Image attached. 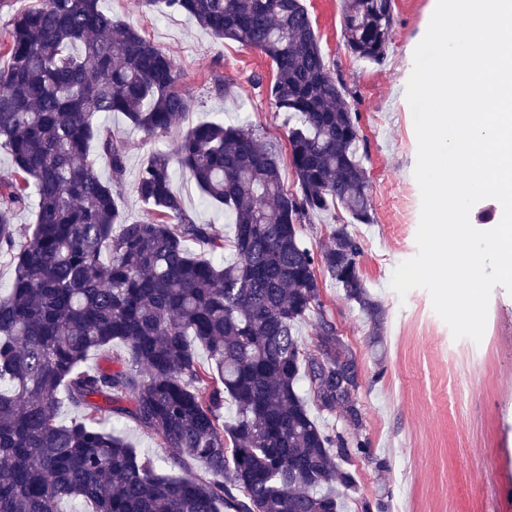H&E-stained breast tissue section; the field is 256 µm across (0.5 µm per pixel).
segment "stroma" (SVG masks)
I'll return each instance as SVG.
<instances>
[{
  "mask_svg": "<svg viewBox=\"0 0 512 512\" xmlns=\"http://www.w3.org/2000/svg\"><path fill=\"white\" fill-rule=\"evenodd\" d=\"M332 76L344 83L358 114L363 165L369 177L372 221L349 225L362 253L359 272L385 310L383 360L375 362L369 327L328 275L321 301L356 356L357 400L365 417L369 454L353 457L357 490L344 512L386 495L388 512H512V294L495 287L481 342L454 339L421 288L399 298L391 289L394 268L417 252L421 195L413 172L417 138L405 97L413 53L423 39L434 0H393L390 48L370 64L349 53L342 33L344 0H304ZM116 17L139 29L174 59L179 84L199 102L167 137L145 139L120 113L104 122L126 140L125 183L120 206L131 219L146 218L132 185L156 149L171 148L184 131L204 121H244L262 138L288 144V120L272 105L254 74L272 80L270 60L231 40H219L179 13L151 12L140 0H107ZM228 91L216 94L214 77ZM174 192L189 212L217 234L231 237L223 209L204 204L183 173ZM389 468L377 470L375 460Z\"/></svg>",
  "mask_w": 512,
  "mask_h": 512,
  "instance_id": "35a3bbf8",
  "label": "stroma"
}]
</instances>
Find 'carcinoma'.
I'll return each mask as SVG.
<instances>
[{
  "label": "carcinoma",
  "mask_w": 512,
  "mask_h": 512,
  "mask_svg": "<svg viewBox=\"0 0 512 512\" xmlns=\"http://www.w3.org/2000/svg\"><path fill=\"white\" fill-rule=\"evenodd\" d=\"M187 15L218 39L275 64L267 91L289 129L298 189L282 182L280 151L240 124L202 122L144 164L135 192L149 221L119 210L128 149L98 116L120 112L145 138L167 133L198 100L177 87L173 58L106 0H41L17 14L0 54V250L13 267L0 293V512H342L356 491L347 468L367 443L330 434L309 406L359 434L360 372L324 313L326 272L382 343V307L358 269L359 242L338 224L318 247L303 225L330 208L371 223L362 139L343 84L325 64L303 0H142ZM392 0H345L351 54L387 53ZM110 166L102 179L91 157ZM206 204L233 217L224 251L173 191L172 159ZM35 211L27 230L16 216ZM316 312L317 353L296 325ZM115 342L127 360L85 369ZM210 357L200 364L197 348ZM83 409L62 424L61 400ZM233 421L221 422L226 401ZM111 411L161 438L163 472L99 425ZM199 464L211 475L192 474Z\"/></svg>",
  "instance_id": "1"
}]
</instances>
